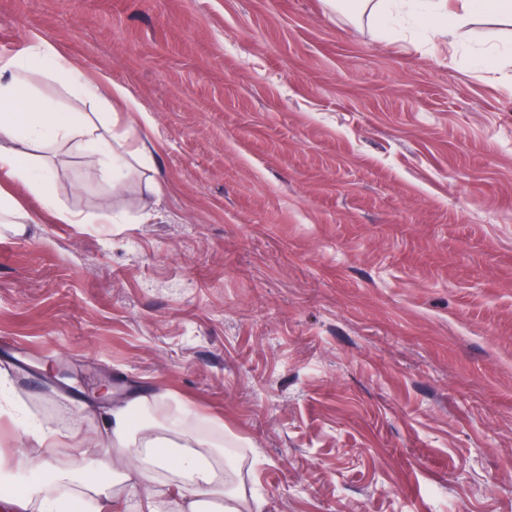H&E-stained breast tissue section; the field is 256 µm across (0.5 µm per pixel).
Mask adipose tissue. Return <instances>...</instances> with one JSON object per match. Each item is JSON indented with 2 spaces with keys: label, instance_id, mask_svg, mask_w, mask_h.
Listing matches in <instances>:
<instances>
[{
  "label": "adipose tissue",
  "instance_id": "1",
  "mask_svg": "<svg viewBox=\"0 0 512 512\" xmlns=\"http://www.w3.org/2000/svg\"><path fill=\"white\" fill-rule=\"evenodd\" d=\"M377 29L389 17L408 13L422 31L456 46L476 19L497 22L512 18V0H363ZM43 70L62 77L83 99L99 95L98 83L89 80L67 55L46 42L21 57L0 59V176L25 184L44 206L54 204L48 169L35 162L39 151L64 146L89 158L94 170L117 187L133 165L147 164L151 150L136 140L131 128L119 127L112 112H62L31 91L27 73ZM161 395L130 396L102 411V434L112 451L91 460L87 475L73 477L49 467L46 457L29 462V479L20 494L7 499L9 512H64L54 495L58 486L78 480L73 498L80 503L109 499L115 486H124L138 498L143 512H206L218 503V512H262L258 498H247L230 486L229 474L219 459L217 443L195 434L196 417L181 407L169 421L145 417Z\"/></svg>",
  "mask_w": 512,
  "mask_h": 512
}]
</instances>
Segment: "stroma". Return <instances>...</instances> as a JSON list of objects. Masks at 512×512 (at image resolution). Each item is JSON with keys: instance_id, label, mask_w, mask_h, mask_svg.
<instances>
[{"instance_id": "35a3bbf8", "label": "stroma", "mask_w": 512, "mask_h": 512, "mask_svg": "<svg viewBox=\"0 0 512 512\" xmlns=\"http://www.w3.org/2000/svg\"><path fill=\"white\" fill-rule=\"evenodd\" d=\"M0 34L124 88L152 150L117 189L49 156L54 210L10 186L20 416L95 438L88 405L162 392L220 421L263 512H512V66L471 63L512 25L451 49L323 0H0ZM36 451L0 416V458ZM33 220L32 213L26 209L15 196L5 188L0 187V223L9 228L14 233L23 231L22 225L29 224Z\"/></svg>"}]
</instances>
